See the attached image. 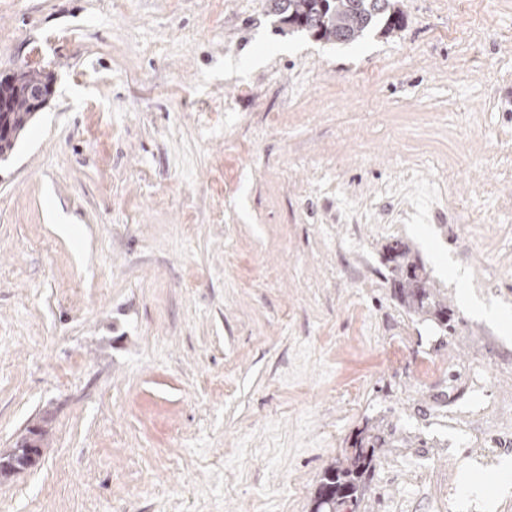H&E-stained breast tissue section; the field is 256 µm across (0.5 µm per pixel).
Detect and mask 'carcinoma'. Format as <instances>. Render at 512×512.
I'll return each mask as SVG.
<instances>
[{"label":"carcinoma","instance_id":"obj_1","mask_svg":"<svg viewBox=\"0 0 512 512\" xmlns=\"http://www.w3.org/2000/svg\"><path fill=\"white\" fill-rule=\"evenodd\" d=\"M266 13L286 25H296L318 40L350 43L377 26L389 32L402 26L403 17L395 0H266ZM7 111L0 112V124L8 134L0 135V161L7 160L17 141L31 122L34 111L13 86ZM395 263L393 285L396 295L416 313L435 316L448 326V305L439 297L423 267L409 256L405 245L396 241L386 247ZM375 460V442L364 432L355 440L352 451L329 464L313 498L312 512H341L350 503L357 505L367 489L366 479Z\"/></svg>","mask_w":512,"mask_h":512}]
</instances>
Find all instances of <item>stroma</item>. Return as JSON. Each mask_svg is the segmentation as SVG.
I'll return each instance as SVG.
<instances>
[{
	"label": "stroma",
	"mask_w": 512,
	"mask_h": 512,
	"mask_svg": "<svg viewBox=\"0 0 512 512\" xmlns=\"http://www.w3.org/2000/svg\"><path fill=\"white\" fill-rule=\"evenodd\" d=\"M339 45L265 0H0L53 94L0 163V512H512V0ZM399 240L451 326L410 310ZM468 461L470 477L461 474ZM42 438V430L33 427L16 448L0 455V482L9 480L39 464L43 456ZM375 448L372 437L360 432L352 451L325 468L311 512H341L347 503L356 506L366 493V479L373 468Z\"/></svg>",
	"instance_id": "35a3bbf8"
}]
</instances>
